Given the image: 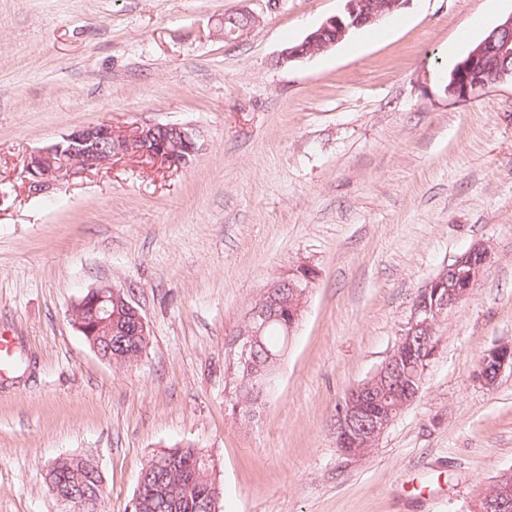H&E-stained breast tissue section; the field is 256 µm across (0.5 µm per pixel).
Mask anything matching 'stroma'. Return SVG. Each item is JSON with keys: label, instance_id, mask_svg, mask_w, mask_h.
<instances>
[{"label": "stroma", "instance_id": "stroma-1", "mask_svg": "<svg viewBox=\"0 0 512 512\" xmlns=\"http://www.w3.org/2000/svg\"><path fill=\"white\" fill-rule=\"evenodd\" d=\"M345 0H0V512H61L44 476L92 460L107 512L141 468L191 444L221 512H463L512 467V85L444 92L449 44L481 40L512 0H410L336 46L281 64ZM255 27L224 38V17ZM179 123L187 168L115 157L32 194L31 153L74 128ZM491 261L435 331L416 401L368 454L336 446V407L385 359L413 303L474 244ZM314 267L277 388L226 409L228 347L268 281ZM124 289L150 330L137 365L101 360L75 301ZM512 369V346L499 345L482 356L477 379L486 386H492L502 371ZM270 396L266 389H258L250 397H247V394L239 396L236 393L235 386H232V391L228 397V409L234 416L239 411L240 416L245 419L247 413H251L252 410L255 411L254 416H256V413L267 403Z\"/></svg>", "mask_w": 512, "mask_h": 512}]
</instances>
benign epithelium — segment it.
<instances>
[{"label":"benign epithelium","instance_id":"1","mask_svg":"<svg viewBox=\"0 0 512 512\" xmlns=\"http://www.w3.org/2000/svg\"><path fill=\"white\" fill-rule=\"evenodd\" d=\"M409 0H346L345 11L327 18L301 42L281 53L284 63L303 60L336 45L350 31L373 25ZM512 59V15L494 27L481 44L454 67L445 88L453 99L466 102L479 96L489 81H512V68L501 67ZM199 152L192 128L177 123H153L116 130L110 124L78 127L60 140L29 157L22 177L33 194H41L55 182L79 171L99 168L116 156L145 157L173 169L188 166ZM490 260V251L476 244L443 269L423 288L413 303L410 320L376 370L350 389L336 410V447L349 457H360L375 447L397 416L419 395L396 389L405 370L429 361L436 352L435 330L448 309L467 299ZM316 270L305 263L271 280L250 308L245 324L231 343L229 360H249L264 328L288 310L287 334L301 320L307 294ZM74 326L91 350L102 360L112 357V336L131 340L144 354L149 345L148 325L139 310L127 300L124 290L106 286L89 291L72 309ZM512 369V346L499 345L482 356L477 379L492 386L505 368ZM479 512H512V469L499 473L477 498Z\"/></svg>","mask_w":512,"mask_h":512}]
</instances>
